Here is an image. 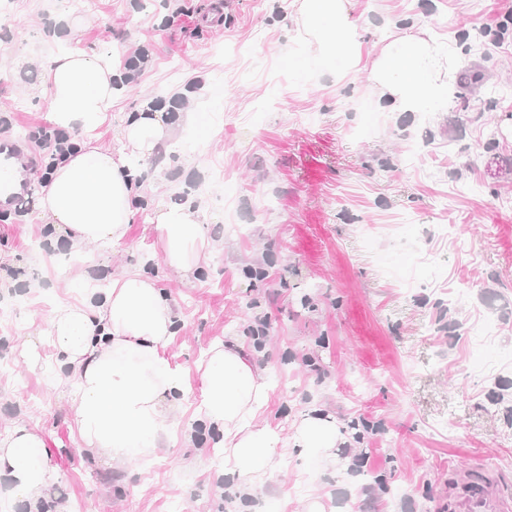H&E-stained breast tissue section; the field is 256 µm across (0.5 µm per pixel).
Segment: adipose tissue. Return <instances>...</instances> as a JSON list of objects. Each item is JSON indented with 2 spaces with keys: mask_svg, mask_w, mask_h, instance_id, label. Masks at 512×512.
I'll return each instance as SVG.
<instances>
[{
  "mask_svg": "<svg viewBox=\"0 0 512 512\" xmlns=\"http://www.w3.org/2000/svg\"><path fill=\"white\" fill-rule=\"evenodd\" d=\"M349 2L296 0L299 36L347 69L356 62ZM454 54L418 35L397 36L372 60L368 90L393 112L432 111L448 89ZM119 76L118 57L107 53H63L45 70L49 122L79 140L48 173L36 208L74 249L122 241L133 204L144 196L142 161L178 147L161 112L146 103L119 128L120 149L91 139L124 91ZM208 219L199 201L154 205L151 221L161 240L163 269L186 281L196 276L214 250L202 232ZM159 281L133 271L114 274L109 287L85 288L77 301L59 304L43 335L19 350L33 368L41 362V344L49 343L55 368L74 377L68 396L84 450L118 467L177 443L192 447L201 431L212 447L223 449L224 477L237 498L273 482L287 451L299 448L335 463L345 433L330 414L305 417L286 437L262 424L269 402L266 378L233 341L212 345L198 364L202 398L190 418H183L188 379L165 353L180 316ZM0 477L8 482V497L29 512L57 500L53 488L60 477L37 427L17 423L0 437Z\"/></svg>",
  "mask_w": 512,
  "mask_h": 512,
  "instance_id": "obj_1",
  "label": "adipose tissue"
}]
</instances>
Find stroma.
I'll return each instance as SVG.
<instances>
[{
	"instance_id": "stroma-1",
	"label": "stroma",
	"mask_w": 512,
	"mask_h": 512,
	"mask_svg": "<svg viewBox=\"0 0 512 512\" xmlns=\"http://www.w3.org/2000/svg\"><path fill=\"white\" fill-rule=\"evenodd\" d=\"M0 0V113L32 173L25 214L0 221V258L18 268L0 288V432L39 426L71 512H255L228 500L190 466L195 451L166 447L123 468L88 456L51 361L25 366L17 349L45 327L55 303L78 299L87 270L135 271L160 254L157 201L203 199L218 245L190 284L164 288L181 322L166 347L189 376L210 345L239 340L270 383L265 418L289 431L316 406L360 429L340 464L294 453L261 498L303 512L309 490L334 512H444L449 469L479 462L512 496V0H352L361 60L335 79L297 33L295 0ZM183 17L172 18L174 7ZM72 21L57 28L59 17ZM455 45L438 111L392 112L367 93L370 61L392 32ZM144 51L98 131L117 147L126 113L160 102L171 127L196 114L168 165L143 166L148 189L128 234L82 260L52 264L35 208L47 124L46 62L67 50ZM185 90L170 96V87ZM181 184L179 193L167 184ZM267 317L255 344L249 331ZM495 347L470 366L478 319Z\"/></svg>"
}]
</instances>
